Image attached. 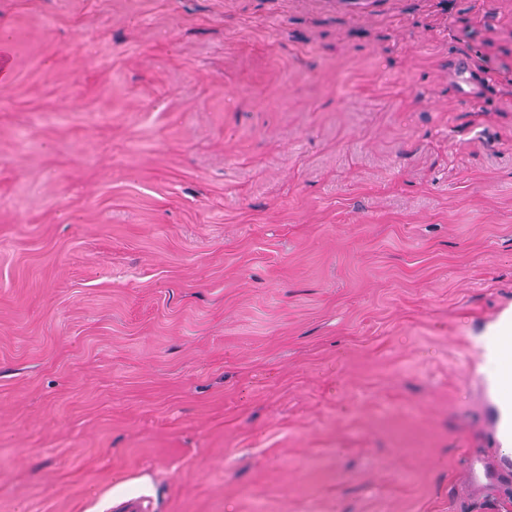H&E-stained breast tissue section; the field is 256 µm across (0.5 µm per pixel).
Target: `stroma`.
Instances as JSON below:
<instances>
[{"label":"stroma","instance_id":"1","mask_svg":"<svg viewBox=\"0 0 512 512\" xmlns=\"http://www.w3.org/2000/svg\"><path fill=\"white\" fill-rule=\"evenodd\" d=\"M0 512H498L512 0H0ZM510 470V463H503L495 457L468 456L464 465L468 483L484 491L504 482Z\"/></svg>","mask_w":512,"mask_h":512}]
</instances>
